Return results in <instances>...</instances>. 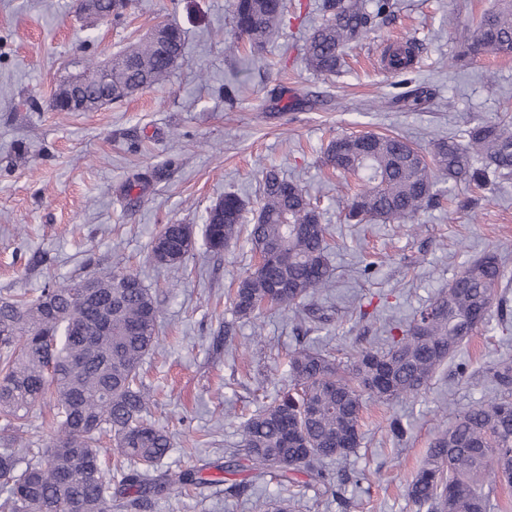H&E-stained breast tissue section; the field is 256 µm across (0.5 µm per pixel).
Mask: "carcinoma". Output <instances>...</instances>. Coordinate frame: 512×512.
I'll use <instances>...</instances> for the list:
<instances>
[{
	"mask_svg": "<svg viewBox=\"0 0 512 512\" xmlns=\"http://www.w3.org/2000/svg\"><path fill=\"white\" fill-rule=\"evenodd\" d=\"M133 0H80L90 17L118 19ZM323 21L305 39L306 67L321 76L339 71L345 50L391 13V0H321ZM284 0H233L232 25L250 52L262 54L284 18ZM413 41L390 56V68L412 66ZM179 26L160 22L112 59L107 85L101 65L85 61L84 94L97 102L104 91L120 101L168 80L183 60ZM512 55V0L499 6L463 36L454 63L479 56ZM430 92L417 87L396 102L417 108ZM325 165L358 188L343 213L349 224L378 219L404 224L435 206L439 180L480 187L491 176L512 180V116L469 127L459 136L438 138L422 147L402 136L365 132L338 135L323 148ZM247 203L226 193L207 210L205 241L221 253L247 233L262 263L239 279L231 306L252 320L265 307L300 323L313 310L307 302L332 280L328 225L300 182L276 169L263 174L252 223ZM288 245V262L269 254ZM195 248L188 224H165L145 256L160 267L183 263ZM505 278L494 253L468 262L410 323L389 325L385 351L363 348L347 369L326 350L302 346L288 361V389L242 426L241 451L255 481L274 474L294 483L302 472L326 498L339 496L331 462H342L360 447L361 414L369 403L393 405L421 396L458 346L486 323ZM87 284L93 297L78 295ZM158 309L139 277L115 265L78 280L48 282L33 296L0 299V512H113L145 509L152 501L215 480L204 464L162 469L171 448L167 430L149 419L150 393L139 380L145 357L158 345ZM483 378L497 389L487 403L458 413L438 432L406 496L426 512H487L490 493L512 486V364L493 363ZM49 406L56 425L46 448L26 447L29 411ZM295 428L294 446L284 431ZM126 460L112 472L103 468L101 437ZM293 498H265L255 512H297Z\"/></svg>",
	"mask_w": 512,
	"mask_h": 512,
	"instance_id": "1",
	"label": "carcinoma"
}]
</instances>
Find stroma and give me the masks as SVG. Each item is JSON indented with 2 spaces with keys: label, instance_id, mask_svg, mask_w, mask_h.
<instances>
[{
  "label": "stroma",
  "instance_id": "1",
  "mask_svg": "<svg viewBox=\"0 0 512 512\" xmlns=\"http://www.w3.org/2000/svg\"><path fill=\"white\" fill-rule=\"evenodd\" d=\"M393 3L388 24L352 44L335 75L319 76L298 53H281L320 23L314 8L258 58L233 34L232 0H135L116 22L87 18L76 0H0V297L117 263L138 274L159 311V344L141 376L154 395L152 419L171 435L164 467L220 460L238 447L243 423L285 387L295 348L315 345L349 362L356 350L385 349L388 323L433 301L467 261L493 251L507 274L506 308L492 309L423 397L364 409L360 448L331 467L345 504L326 501L302 475L292 485L270 477L254 483L237 470L225 480L250 482L246 494L193 490L158 499L149 512H253L256 498L289 496L299 512H418L405 487L443 417L489 399L483 369L512 360V180L484 190L440 182L442 206L420 213L413 230L345 223L350 189L322 164L323 146L338 133L394 132L425 146L512 113V57L448 65L495 0ZM153 19L186 33L184 60L164 86L91 112L50 108L82 58H111ZM409 40L421 46L410 71H388L381 55ZM242 69L248 78L225 104L224 87ZM418 85L431 91L418 109L381 107ZM270 167L306 187L332 231V287L304 327L273 309L253 323L237 319L227 293L255 263L251 245L242 238L213 254L204 241L207 208L227 192L256 204ZM139 173L150 175L147 189L134 186ZM165 224L192 225L196 239L170 270L144 260ZM171 280L180 283L172 292ZM258 325L264 341L254 346ZM394 417L403 438L389 430ZM364 471L369 481H360Z\"/></svg>",
  "mask_w": 512,
  "mask_h": 512
}]
</instances>
